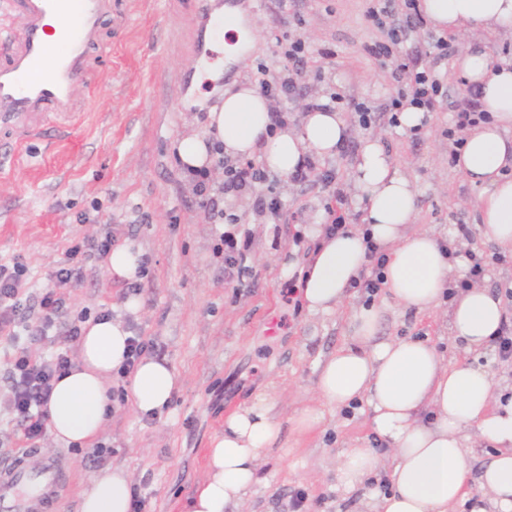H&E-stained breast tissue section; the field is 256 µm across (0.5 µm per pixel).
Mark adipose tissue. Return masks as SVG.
Wrapping results in <instances>:
<instances>
[{
    "instance_id": "obj_1",
    "label": "adipose tissue",
    "mask_w": 512,
    "mask_h": 512,
    "mask_svg": "<svg viewBox=\"0 0 512 512\" xmlns=\"http://www.w3.org/2000/svg\"><path fill=\"white\" fill-rule=\"evenodd\" d=\"M428 26L439 33L477 31L512 35V0H421ZM466 87L480 90L491 122L464 133L456 166L480 188L479 230L483 239L512 254V65H495L480 47L453 62ZM209 132L190 134L176 146L185 167L211 165L220 142L233 159L259 157L269 171L288 176L306 155H335L349 126L335 109L306 112L298 125L271 129L270 102L254 86L225 93L220 111L209 113ZM353 178L362 224L334 235L311 227L315 250L298 264L297 286L312 313L336 311L353 277L368 264L367 244L386 256V299L420 314L450 304V328L467 353L487 349L505 320L501 294L484 286L445 299L449 274L463 267L430 233H407L416 207L412 182L395 166L378 139L364 140ZM381 309L354 311L351 339L319 369L316 392L328 406L366 402L371 425L391 448L392 490L374 512H451L463 501L470 512H512V398L497 392L491 373L469 360L447 364L436 347L420 339L381 340ZM129 336L118 320L91 321L83 328L79 358L58 380L47 403L55 441L86 445L99 435L110 405L107 380L124 360ZM178 375L167 363L145 357L127 390L142 413L161 411ZM433 408L435 422L418 414ZM477 430L498 450L479 476L488 502L470 501L467 430ZM280 429L264 402L238 408L224 431L209 442L207 480L182 505V512H236L256 482L260 461ZM379 464L372 448L345 451L338 469L345 491L362 485ZM132 483L120 469L95 475L82 496L81 512H130Z\"/></svg>"
}]
</instances>
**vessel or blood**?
Returning a JSON list of instances; mask_svg holds the SVG:
<instances>
[{"mask_svg":"<svg viewBox=\"0 0 512 512\" xmlns=\"http://www.w3.org/2000/svg\"><path fill=\"white\" fill-rule=\"evenodd\" d=\"M0 8V165L14 155L46 120L65 130L89 103L93 63L105 53L103 27L112 18V0H5ZM37 497L21 486L16 469L0 472V512H54L58 474L44 469Z\"/></svg>","mask_w":512,"mask_h":512,"instance_id":"1","label":"vessel or blood"}]
</instances>
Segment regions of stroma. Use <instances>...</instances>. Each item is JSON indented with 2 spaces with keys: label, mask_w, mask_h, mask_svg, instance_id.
I'll return each mask as SVG.
<instances>
[{
  "label": "stroma",
  "mask_w": 512,
  "mask_h": 512,
  "mask_svg": "<svg viewBox=\"0 0 512 512\" xmlns=\"http://www.w3.org/2000/svg\"><path fill=\"white\" fill-rule=\"evenodd\" d=\"M375 0H249L253 46L233 68H225L223 45L214 61L196 62L199 0H117L107 25L109 53L94 63L92 107L66 132L45 126L0 168V260L20 259L30 294L67 260L71 243L112 231L115 244L142 254L137 284L112 277L104 262L84 264L72 291L77 308L90 316L110 311L131 333L154 345L152 356L177 372L180 385L162 413L149 416L113 400L98 438L85 447L44 436L27 446L0 411V464L19 462L32 475L44 462L62 466L57 512H79L82 491L98 473L125 469L144 512H179L208 475L206 448L224 430V416L264 399L280 436L258 467L241 512H368L391 489V457L357 490L338 486L337 471L347 448L379 446L366 403L329 408L319 401V366L350 336V308L381 304L351 289L344 309L312 314L284 301L313 240L306 231L324 223L328 199L319 184L276 176L254 194L226 196L223 208L240 216L251 233L247 263L253 285L237 291L213 253L220 230L206 223L174 150L189 133L207 131L209 112L226 86L251 83L258 66L277 75L278 41L303 37L330 51L321 77L309 80L320 98H335L355 142L379 138L399 170L413 183L414 219L408 233L426 231L444 240L458 219L479 222L480 191L450 159L448 110L431 113L419 133L391 126L387 108L400 89L389 68L366 46L386 41L387 32L367 16ZM373 110L372 124L356 125L353 102ZM277 197L298 212L297 222L272 223L253 207L255 195ZM303 231L294 240L295 231ZM136 303L129 311L128 303ZM449 310L429 314L386 307L381 339L436 343L446 362L464 350L449 330ZM305 410L319 414L310 431L297 430ZM303 507L294 508L296 493Z\"/></svg>",
  "instance_id": "obj_1"
}]
</instances>
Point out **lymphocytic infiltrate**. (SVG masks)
<instances>
[{
  "instance_id": "1",
  "label": "lymphocytic infiltrate",
  "mask_w": 512,
  "mask_h": 512,
  "mask_svg": "<svg viewBox=\"0 0 512 512\" xmlns=\"http://www.w3.org/2000/svg\"><path fill=\"white\" fill-rule=\"evenodd\" d=\"M403 10L404 20L400 23L392 22L388 0L368 10L369 17L376 25L386 26L388 36L387 41L369 46L368 52L376 59L388 62L392 78L404 85L398 97L392 99L389 105V123L397 125V112L408 105L422 112L446 108L452 114V125L447 131L448 139L452 145L462 146V134L467 127L487 120L488 115L480 111L475 93H468L459 100L449 99L436 74L438 65L455 51L453 38H438L435 43L437 52L429 59L419 54L410 56L401 52V44L423 23L417 9V0H403ZM312 58L313 54L305 40L299 37L289 39L282 50V67L278 76L259 78V89L272 104L270 113L274 125L284 124L288 115L285 103L299 94L307 75L305 66ZM222 164L224 179L220 182L213 180L210 169L206 167L189 168L185 174L208 223L234 224L238 221L237 216L225 214L219 206L220 199L229 194L238 195L254 190L258 184L267 180L268 175L251 161L244 163L226 157ZM292 178L300 184L318 179L332 201L326 209V231L334 233L345 228L348 219L345 211L347 195L336 182L334 168L309 157L293 173ZM112 241L113 236L108 233L100 241H82L70 246L67 250L68 265L59 267L51 274L49 285L31 306L23 301V292L28 286L24 264L18 260L10 264L0 263V335L14 343L5 360L10 380L8 410L18 433L25 440L37 441L45 435V407L54 384L73 366L67 346L80 338V324L85 321L86 314L82 311L73 312L70 289L80 278L82 263L92 258L104 259L112 248ZM250 247V240H237L231 232L226 231L220 234L214 248L215 255L223 256L224 269L234 288L248 285L251 272L246 260ZM63 317L69 320L64 332L65 346L36 358L26 348L16 345L15 340L22 331L33 341L47 338Z\"/></svg>"
}]
</instances>
